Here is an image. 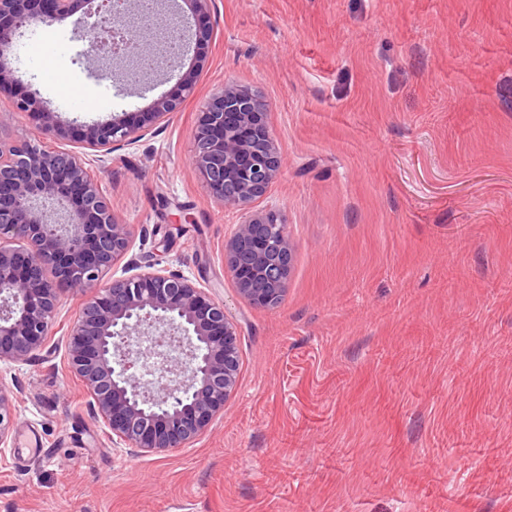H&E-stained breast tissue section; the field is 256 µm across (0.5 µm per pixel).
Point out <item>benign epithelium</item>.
Returning a JSON list of instances; mask_svg holds the SVG:
<instances>
[{
	"instance_id": "obj_1",
	"label": "benign epithelium",
	"mask_w": 512,
	"mask_h": 512,
	"mask_svg": "<svg viewBox=\"0 0 512 512\" xmlns=\"http://www.w3.org/2000/svg\"><path fill=\"white\" fill-rule=\"evenodd\" d=\"M74 0H0V59L6 58L22 30L50 26L73 13ZM165 0L149 11L128 16L127 0H101L98 19L88 33L84 57L106 77L118 71L126 84L141 86L146 69L179 71L171 93L153 101L148 112L115 113L105 121L63 120L50 111L37 90L0 64V96L27 118L34 138L21 144L0 143V362L21 363L42 349L54 322L62 290L79 283L89 299L73 320L66 343L67 368L91 398L94 417L137 454L190 447L224 414L242 370L236 321L223 302L202 284L159 263L110 283L112 266L134 246L135 226L123 224L101 193L85 150L103 157L130 146L179 109L194 90L202 65H185L167 54L163 32L185 35L182 21L167 28H142L162 13ZM125 21L128 47L112 38L106 16ZM256 95L226 86L217 94L219 109L202 114L196 133L194 164L213 201L220 206L247 204L263 196L279 170L266 124L255 110ZM69 139L82 151H57L49 144ZM237 194H224V179ZM261 224L267 236L253 228ZM249 251L247 271L238 255ZM292 246L281 215L269 210L249 216L224 245V268L238 295L249 304L275 308L285 297ZM168 336L181 348L182 360L165 364L154 390L130 372L148 352L134 350L135 336ZM13 398L0 387V446L7 444Z\"/></svg>"
}]
</instances>
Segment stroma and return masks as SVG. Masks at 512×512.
Listing matches in <instances>:
<instances>
[{"mask_svg":"<svg viewBox=\"0 0 512 512\" xmlns=\"http://www.w3.org/2000/svg\"><path fill=\"white\" fill-rule=\"evenodd\" d=\"M84 11L9 54L48 108L105 120L173 89L101 77ZM208 26L194 93L96 176L143 253L237 322L238 393L191 447L131 454L67 369L88 296L68 288L43 349L0 362V512H512V0H214ZM231 84L266 102L279 172L225 209L193 138ZM267 209L293 245L274 309L224 268ZM13 409V398L8 391L0 387V446L8 442Z\"/></svg>","mask_w":512,"mask_h":512,"instance_id":"stroma-1","label":"stroma"}]
</instances>
